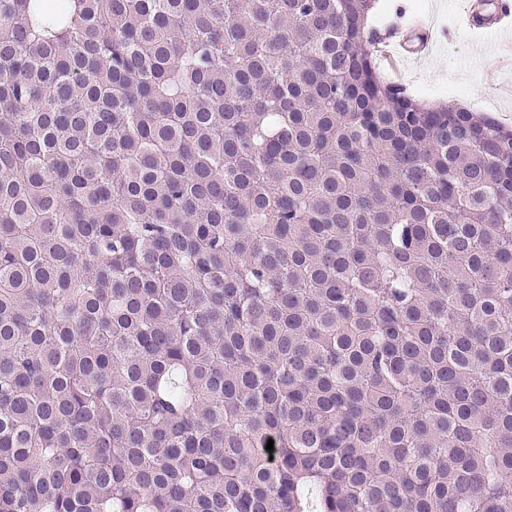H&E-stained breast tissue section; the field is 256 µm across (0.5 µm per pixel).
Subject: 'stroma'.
<instances>
[{
    "label": "stroma",
    "instance_id": "35a3bbf8",
    "mask_svg": "<svg viewBox=\"0 0 512 512\" xmlns=\"http://www.w3.org/2000/svg\"><path fill=\"white\" fill-rule=\"evenodd\" d=\"M462 0H379L372 15L378 33L413 18H429L439 32L430 56L402 67V79L416 98L464 106L512 130V65L500 64L512 46V31L459 29Z\"/></svg>",
    "mask_w": 512,
    "mask_h": 512
}]
</instances>
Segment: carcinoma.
<instances>
[{"label":"carcinoma","mask_w":512,"mask_h":512,"mask_svg":"<svg viewBox=\"0 0 512 512\" xmlns=\"http://www.w3.org/2000/svg\"><path fill=\"white\" fill-rule=\"evenodd\" d=\"M375 2L0 0V512H512V131Z\"/></svg>","instance_id":"obj_1"}]
</instances>
